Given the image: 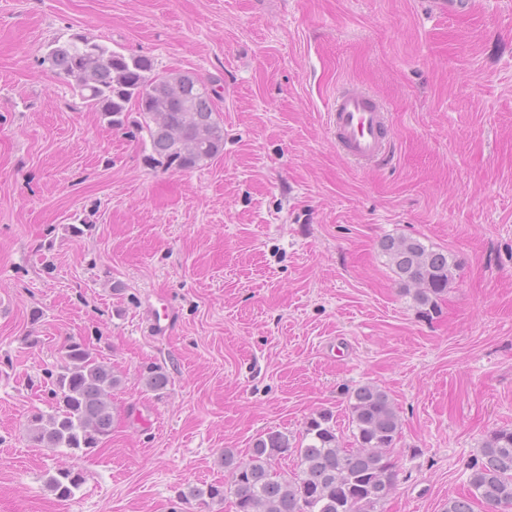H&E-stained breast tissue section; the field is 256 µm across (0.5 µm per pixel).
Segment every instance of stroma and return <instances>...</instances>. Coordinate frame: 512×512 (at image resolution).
<instances>
[{"instance_id": "35a3bbf8", "label": "stroma", "mask_w": 512, "mask_h": 512, "mask_svg": "<svg viewBox=\"0 0 512 512\" xmlns=\"http://www.w3.org/2000/svg\"><path fill=\"white\" fill-rule=\"evenodd\" d=\"M77 33L213 85L223 153L149 166L42 65ZM350 83L390 114L391 167L336 151L327 112ZM388 235L456 260L438 314L389 269ZM153 307L171 336L146 334ZM71 339L123 379L111 435L79 457L26 437ZM364 383L402 424L385 512H442L484 435L512 428V0L464 18L431 0H0V512H230L177 496L323 408L351 442ZM72 465L58 499L47 480ZM83 481L82 473L74 467L58 469L49 478V487L59 499L67 500L74 495Z\"/></svg>"}]
</instances>
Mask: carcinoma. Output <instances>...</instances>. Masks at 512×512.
<instances>
[{
  "mask_svg": "<svg viewBox=\"0 0 512 512\" xmlns=\"http://www.w3.org/2000/svg\"><path fill=\"white\" fill-rule=\"evenodd\" d=\"M42 62L67 79L112 128L125 129L129 112L137 111L142 120L136 132L149 142L146 160L155 169L193 170L224 151L216 90L190 72L155 75L149 57L127 56L83 34L49 46ZM380 248L417 305L428 315L439 312V300L457 268L448 253L410 236H388ZM50 379L53 412L30 415L28 441L37 448H67L74 455L98 447L112 433V391L121 386V377L101 355L75 340L66 345L65 365ZM142 380L154 392L170 383L160 366L146 368ZM348 401L351 446L341 443L333 414L321 410L306 420L294 443L271 431L256 439L245 462L225 450L227 482L192 487L183 499L207 505L231 496L234 512H383L396 482L389 451L401 433V420L389 395L372 383L348 392ZM292 454L297 472L286 476L274 470L277 460ZM82 481L80 471L63 468L50 476L49 487L67 500ZM476 504L495 512L512 509V429H497L484 438L467 495L448 499L443 512H474Z\"/></svg>",
  "mask_w": 512,
  "mask_h": 512,
  "instance_id": "carcinoma-1",
  "label": "carcinoma"
}]
</instances>
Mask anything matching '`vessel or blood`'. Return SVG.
Masks as SVG:
<instances>
[{"label": "vessel or blood", "mask_w": 512, "mask_h": 512, "mask_svg": "<svg viewBox=\"0 0 512 512\" xmlns=\"http://www.w3.org/2000/svg\"><path fill=\"white\" fill-rule=\"evenodd\" d=\"M337 150L359 168L384 167L395 159L391 120L384 105L365 89L343 86L328 112Z\"/></svg>", "instance_id": "b4317fda"}]
</instances>
